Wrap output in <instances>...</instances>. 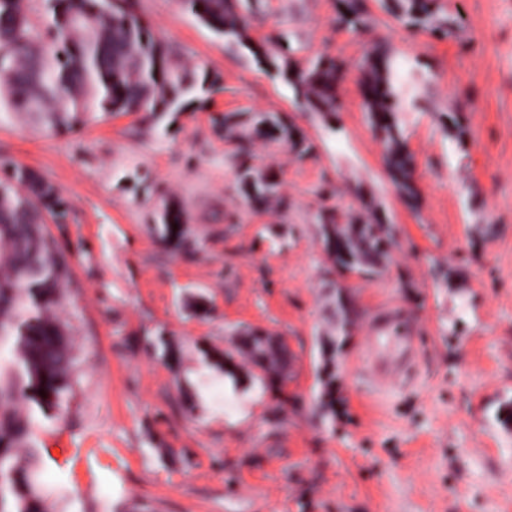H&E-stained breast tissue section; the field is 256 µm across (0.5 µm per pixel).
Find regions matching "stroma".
<instances>
[{
    "mask_svg": "<svg viewBox=\"0 0 512 512\" xmlns=\"http://www.w3.org/2000/svg\"><path fill=\"white\" fill-rule=\"evenodd\" d=\"M443 2L466 40L413 33L378 0L359 33L337 25L339 0H251L252 40L286 37L299 69L320 53L349 63L324 118L181 0L136 11L179 63L219 76L206 109L157 125L89 112L55 132L0 112V164L37 172L66 210L47 228L71 266L55 309L70 390L54 418H35L48 512H512V0ZM375 44L405 59L415 212L368 123L360 66ZM228 112L280 113L310 143L304 159L251 144L288 211L246 202L219 128ZM166 201L186 216L177 248L151 232ZM325 206L395 226L379 274L337 275L317 226ZM341 307L354 320L344 336ZM390 312L420 344L413 371L379 386L371 352L400 345L373 322ZM245 328L286 338L282 385L260 388L246 358L235 387L201 362ZM160 337L175 361L154 350Z\"/></svg>",
    "mask_w": 512,
    "mask_h": 512,
    "instance_id": "stroma-1",
    "label": "stroma"
}]
</instances>
